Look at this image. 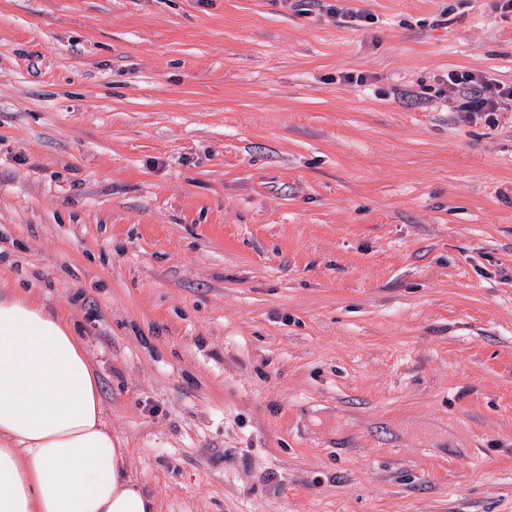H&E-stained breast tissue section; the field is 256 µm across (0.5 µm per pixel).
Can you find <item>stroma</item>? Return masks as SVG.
<instances>
[{"label":"stroma","mask_w":512,"mask_h":512,"mask_svg":"<svg viewBox=\"0 0 512 512\" xmlns=\"http://www.w3.org/2000/svg\"><path fill=\"white\" fill-rule=\"evenodd\" d=\"M328 2L0 0V291L158 512H512V12ZM448 82L464 100L459 107L462 112H495L505 101H512V85L485 81L470 72L448 74Z\"/></svg>","instance_id":"1"}]
</instances>
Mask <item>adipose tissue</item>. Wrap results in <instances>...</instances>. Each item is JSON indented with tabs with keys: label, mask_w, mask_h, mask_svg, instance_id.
Masks as SVG:
<instances>
[{
	"label": "adipose tissue",
	"mask_w": 512,
	"mask_h": 512,
	"mask_svg": "<svg viewBox=\"0 0 512 512\" xmlns=\"http://www.w3.org/2000/svg\"><path fill=\"white\" fill-rule=\"evenodd\" d=\"M0 512H157L66 318L0 293Z\"/></svg>",
	"instance_id": "obj_1"
}]
</instances>
